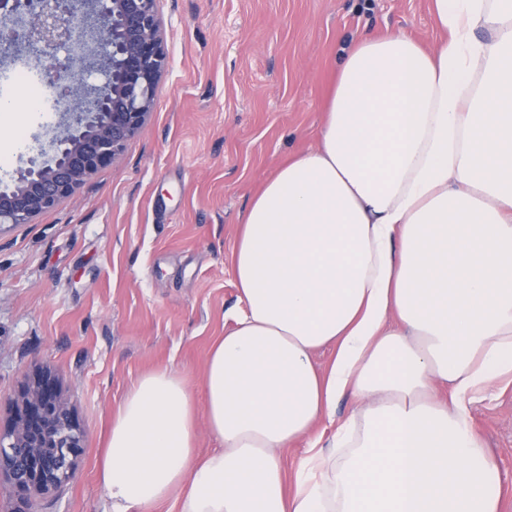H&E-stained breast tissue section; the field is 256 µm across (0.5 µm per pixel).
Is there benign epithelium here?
<instances>
[{"mask_svg": "<svg viewBox=\"0 0 512 512\" xmlns=\"http://www.w3.org/2000/svg\"><path fill=\"white\" fill-rule=\"evenodd\" d=\"M158 0H0V51L36 63L56 93L64 131L35 139L28 166L0 181V226L29 224L113 162L153 114L169 61ZM80 60L62 52L73 38ZM104 75L88 85L76 63ZM0 430V477L27 496L49 493L72 478L84 432L61 400L55 373L27 377Z\"/></svg>", "mask_w": 512, "mask_h": 512, "instance_id": "obj_1", "label": "benign epithelium"}]
</instances>
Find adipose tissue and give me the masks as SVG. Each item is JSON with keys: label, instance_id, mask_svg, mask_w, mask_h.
I'll list each match as a JSON object with an SVG mask.
<instances>
[{"label": "adipose tissue", "instance_id": "obj_1", "mask_svg": "<svg viewBox=\"0 0 512 512\" xmlns=\"http://www.w3.org/2000/svg\"><path fill=\"white\" fill-rule=\"evenodd\" d=\"M433 10L432 48L359 37L318 146L245 212L243 308L204 371L221 448L198 454L178 372L144 374L112 417L105 512H498L468 405L512 373V0ZM327 345L322 370L312 355ZM301 439L290 490L283 453Z\"/></svg>", "mask_w": 512, "mask_h": 512}]
</instances>
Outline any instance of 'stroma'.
Segmentation results:
<instances>
[{"label":"stroma","instance_id":"1","mask_svg":"<svg viewBox=\"0 0 512 512\" xmlns=\"http://www.w3.org/2000/svg\"><path fill=\"white\" fill-rule=\"evenodd\" d=\"M170 68L124 152L32 223L0 227V428L25 378L58 376L86 436L74 477L0 512H104L98 477L112 415L142 375L178 371L204 407L213 343L240 308L231 264L251 199L314 149L344 56L364 33L433 46L432 0H158ZM0 62V175L24 167L54 109H29ZM512 512V376L469 406Z\"/></svg>","mask_w":512,"mask_h":512}]
</instances>
